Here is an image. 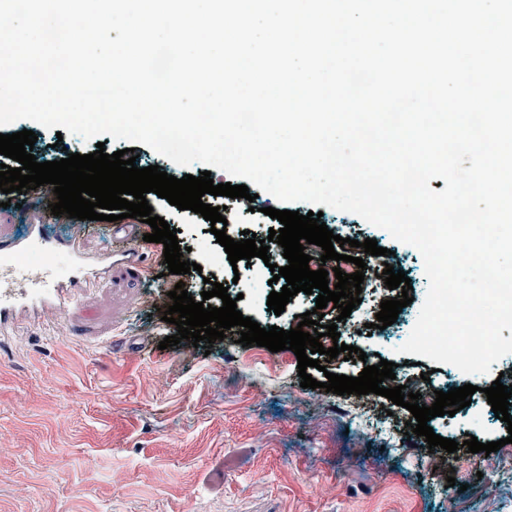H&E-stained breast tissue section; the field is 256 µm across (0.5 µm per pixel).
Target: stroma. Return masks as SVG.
Masks as SVG:
<instances>
[{
    "label": "stroma",
    "mask_w": 512,
    "mask_h": 512,
    "mask_svg": "<svg viewBox=\"0 0 512 512\" xmlns=\"http://www.w3.org/2000/svg\"><path fill=\"white\" fill-rule=\"evenodd\" d=\"M12 129L34 130L33 152L47 161L96 148L29 121ZM146 199L177 229L181 247L194 250L201 270L169 273L162 251L147 249L146 278L113 274L78 289L66 316L20 318L0 331V512H512V491L475 495L478 473L512 478V451L472 454L464 443L469 434L487 443L511 433L484 390L499 374L512 376V354L474 378L399 354L428 288L414 247L356 215L324 208L322 220L334 234L374 239L391 250V263L411 280L413 301L389 333L352 336L349 328L375 322L381 301L403 294L380 282L363 285L362 302L349 318L338 320L332 310L322 322L336 324L340 342L359 347L366 360L336 358L311 375L320 383L329 372L355 377L384 359L395 363L401 381H419L426 372L436 390L451 378L475 385L469 407L429 422L436 434L459 444L450 455L452 476L465 490L455 500L443 493L449 475L431 467L424 438L403 455L388 448L412 417L391 400L302 388L289 350L273 353L231 339L213 347L184 340L160 349L177 328L151 300L180 282L195 296L208 282L222 283L238 310L264 328L297 327L315 298L300 293L282 314L269 312L267 297L282 285L272 282L261 258L230 264L201 215L153 193ZM253 205L248 211L227 201L231 235L249 230L262 240L278 227L263 213L277 205L271 194L260 192ZM39 219L56 221L47 200L0 208V236ZM359 403L372 415L390 411L394 417L381 433L343 435L344 419Z\"/></svg>",
    "instance_id": "35a3bbf8"
}]
</instances>
